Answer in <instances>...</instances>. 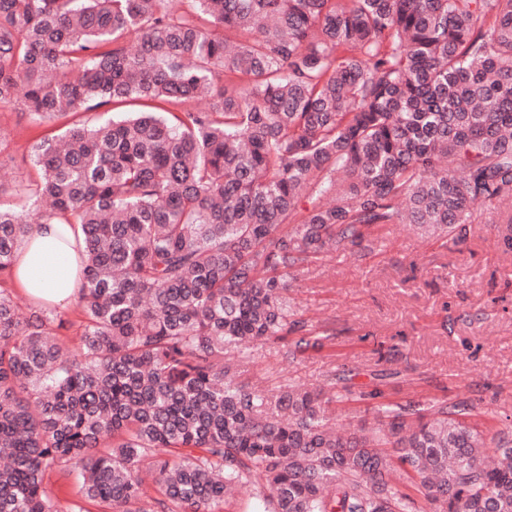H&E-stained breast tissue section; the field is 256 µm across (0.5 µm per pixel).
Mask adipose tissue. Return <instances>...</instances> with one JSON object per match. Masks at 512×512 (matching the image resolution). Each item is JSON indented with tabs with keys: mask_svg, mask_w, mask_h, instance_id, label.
<instances>
[{
	"mask_svg": "<svg viewBox=\"0 0 512 512\" xmlns=\"http://www.w3.org/2000/svg\"><path fill=\"white\" fill-rule=\"evenodd\" d=\"M82 239L76 224L37 225L19 249L16 285L29 297L53 306L72 305L81 287L73 245Z\"/></svg>",
	"mask_w": 512,
	"mask_h": 512,
	"instance_id": "obj_1",
	"label": "adipose tissue"
}]
</instances>
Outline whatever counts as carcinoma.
<instances>
[{
	"mask_svg": "<svg viewBox=\"0 0 512 512\" xmlns=\"http://www.w3.org/2000/svg\"><path fill=\"white\" fill-rule=\"evenodd\" d=\"M20 94L38 121L130 110L35 141L0 203V512H59L54 468L100 512H218L253 477L258 512H512V440L486 467L466 404L342 434L341 393L228 358L336 335L286 297L330 246L463 240L496 205L512 252V0H0V105ZM52 220L84 236L73 349L10 288Z\"/></svg>",
	"mask_w": 512,
	"mask_h": 512,
	"instance_id": "cac0c4a2",
	"label": "carcinoma"
}]
</instances>
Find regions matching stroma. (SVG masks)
<instances>
[{
  "label": "stroma",
  "instance_id": "obj_1",
  "mask_svg": "<svg viewBox=\"0 0 512 512\" xmlns=\"http://www.w3.org/2000/svg\"><path fill=\"white\" fill-rule=\"evenodd\" d=\"M96 111L39 122L0 106V181L29 183L30 145ZM505 225L487 210L464 241L394 224L359 247L332 249L300 274L288 303L312 324L335 323L324 346L292 352L282 344L251 346L243 380L271 388H311L345 375L337 426L373 425L374 402L445 399L471 408L470 422L493 433L512 428V253ZM374 391L376 401L359 392Z\"/></svg>",
  "mask_w": 512,
  "mask_h": 512
}]
</instances>
